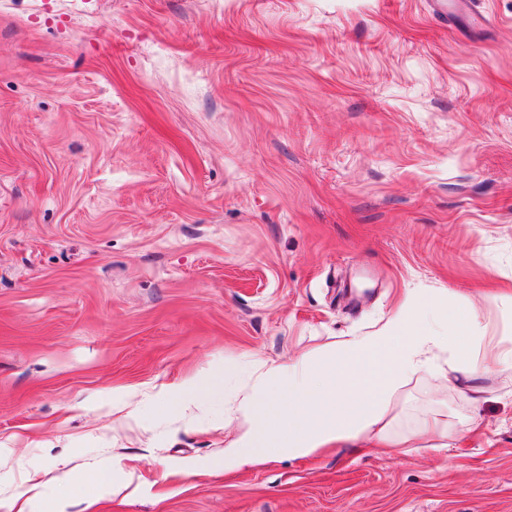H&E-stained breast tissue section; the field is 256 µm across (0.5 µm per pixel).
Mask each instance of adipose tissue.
<instances>
[{"label": "adipose tissue", "mask_w": 512, "mask_h": 512, "mask_svg": "<svg viewBox=\"0 0 512 512\" xmlns=\"http://www.w3.org/2000/svg\"><path fill=\"white\" fill-rule=\"evenodd\" d=\"M247 370L248 383L224 406L225 418L241 422L224 444L228 471L363 441L404 455L421 447L423 431L430 448L448 450L457 437L435 417L420 430L392 432L396 394L412 380L452 375L465 381L471 402H480V379L512 372V341L486 335L481 314L449 304L444 289L410 288L375 330L328 341L286 363L252 354Z\"/></svg>", "instance_id": "1"}]
</instances>
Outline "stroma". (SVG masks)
Returning a JSON list of instances; mask_svg holds the SVG:
<instances>
[{"label": "stroma", "mask_w": 512, "mask_h": 512, "mask_svg": "<svg viewBox=\"0 0 512 512\" xmlns=\"http://www.w3.org/2000/svg\"><path fill=\"white\" fill-rule=\"evenodd\" d=\"M475 7L492 26L427 0H0V501L512 512L498 372L475 409L454 378L401 392L403 425L477 415L444 457L215 466L248 354L372 331L416 286L512 336V0ZM205 373L224 390L191 412L158 399ZM90 473L97 477L101 482L112 485L113 494H120L129 486L127 478L119 471H115L112 468L94 465L90 468Z\"/></svg>", "instance_id": "obj_1"}]
</instances>
